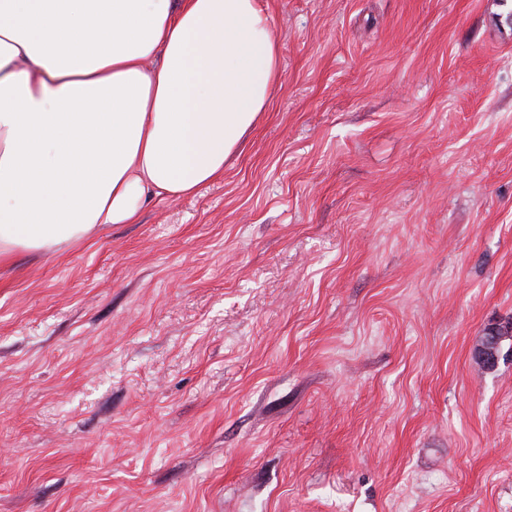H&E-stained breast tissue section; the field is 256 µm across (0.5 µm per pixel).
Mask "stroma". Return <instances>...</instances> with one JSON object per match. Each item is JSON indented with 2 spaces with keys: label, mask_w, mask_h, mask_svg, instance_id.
<instances>
[{
  "label": "stroma",
  "mask_w": 512,
  "mask_h": 512,
  "mask_svg": "<svg viewBox=\"0 0 512 512\" xmlns=\"http://www.w3.org/2000/svg\"><path fill=\"white\" fill-rule=\"evenodd\" d=\"M222 180L0 262V512H512V0H267ZM474 357L485 368L496 366L499 358V337L484 336L475 351Z\"/></svg>",
  "instance_id": "35a3bbf8"
}]
</instances>
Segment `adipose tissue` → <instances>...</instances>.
Returning a JSON list of instances; mask_svg holds the SVG:
<instances>
[{"mask_svg": "<svg viewBox=\"0 0 512 512\" xmlns=\"http://www.w3.org/2000/svg\"><path fill=\"white\" fill-rule=\"evenodd\" d=\"M279 70L263 0H0V260L223 179Z\"/></svg>", "mask_w": 512, "mask_h": 512, "instance_id": "adipose-tissue-1", "label": "adipose tissue"}]
</instances>
